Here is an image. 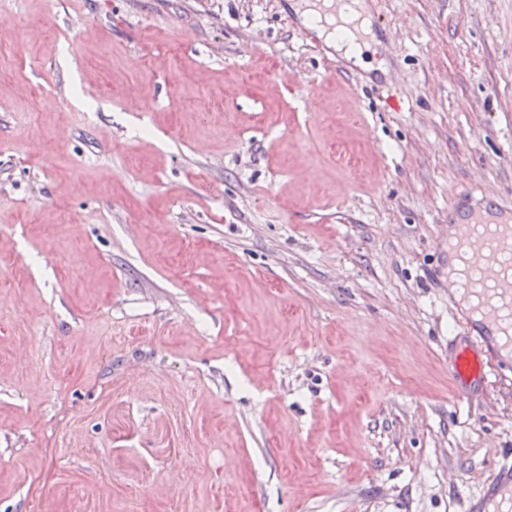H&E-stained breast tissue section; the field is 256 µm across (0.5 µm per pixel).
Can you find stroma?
Instances as JSON below:
<instances>
[{
	"label": "stroma",
	"instance_id": "1",
	"mask_svg": "<svg viewBox=\"0 0 512 512\" xmlns=\"http://www.w3.org/2000/svg\"><path fill=\"white\" fill-rule=\"evenodd\" d=\"M0 0V512H465L448 201L512 205V0ZM247 72L262 81L245 85ZM354 0H311L308 1L322 15H327L336 26H345L346 23L353 21L349 13V8L355 4Z\"/></svg>",
	"mask_w": 512,
	"mask_h": 512
}]
</instances>
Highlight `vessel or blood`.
Listing matches in <instances>:
<instances>
[{
  "instance_id": "1",
  "label": "vessel or blood",
  "mask_w": 512,
  "mask_h": 512,
  "mask_svg": "<svg viewBox=\"0 0 512 512\" xmlns=\"http://www.w3.org/2000/svg\"><path fill=\"white\" fill-rule=\"evenodd\" d=\"M337 25L351 22L354 0H311ZM452 247L448 260L455 276L469 274L464 294L476 316L472 339L455 340L448 371L458 400L485 377L488 358L500 339L512 336V208L484 196L458 192L448 202ZM468 512H512V466L497 471L469 502Z\"/></svg>"
}]
</instances>
